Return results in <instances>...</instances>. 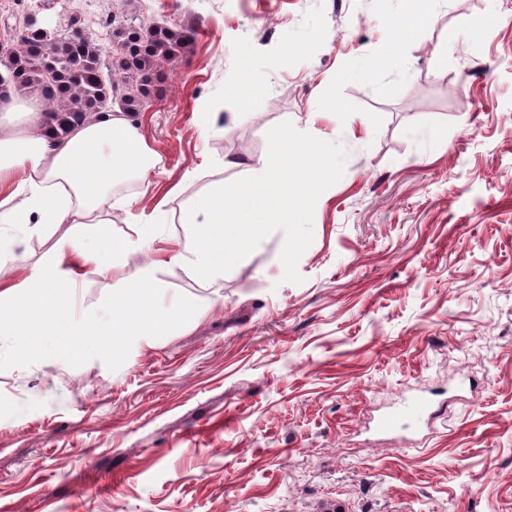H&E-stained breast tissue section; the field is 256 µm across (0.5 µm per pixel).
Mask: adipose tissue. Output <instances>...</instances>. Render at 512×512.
<instances>
[{"label": "adipose tissue", "mask_w": 512, "mask_h": 512, "mask_svg": "<svg viewBox=\"0 0 512 512\" xmlns=\"http://www.w3.org/2000/svg\"><path fill=\"white\" fill-rule=\"evenodd\" d=\"M301 143L294 132L282 130L266 155L249 160L244 183L204 196L195 208L203 222L177 243L169 264L205 280L223 278L267 225L287 223L289 215L299 213L312 190L333 179L338 168L335 155L318 145L307 168L289 179V151ZM157 165L140 126L125 113L102 112L61 137L43 98L0 100V224L31 222L40 231L59 234L51 258L22 283L0 281L1 342L26 336L31 352L38 354L40 339L62 330L71 337L119 336L136 342L199 320L201 309L190 303L159 307L153 296L159 267L153 262L113 286L89 316L77 317L62 293L81 264L133 251L130 238L111 231L112 192L122 184L147 182ZM87 228L97 250L85 246Z\"/></svg>", "instance_id": "1"}]
</instances>
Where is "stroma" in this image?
I'll return each mask as SVG.
<instances>
[{"label": "stroma", "mask_w": 512, "mask_h": 512, "mask_svg": "<svg viewBox=\"0 0 512 512\" xmlns=\"http://www.w3.org/2000/svg\"><path fill=\"white\" fill-rule=\"evenodd\" d=\"M420 6L49 0L63 27L196 29L138 115L162 162L112 215L158 249L66 293L91 311L151 257L205 315L117 356L91 337L0 357V512H512V0H431L432 28L399 40ZM285 127L335 152V178L219 285L164 265L193 202ZM8 232L18 283L54 239ZM415 394L431 413L375 431Z\"/></svg>", "instance_id": "1"}]
</instances>
